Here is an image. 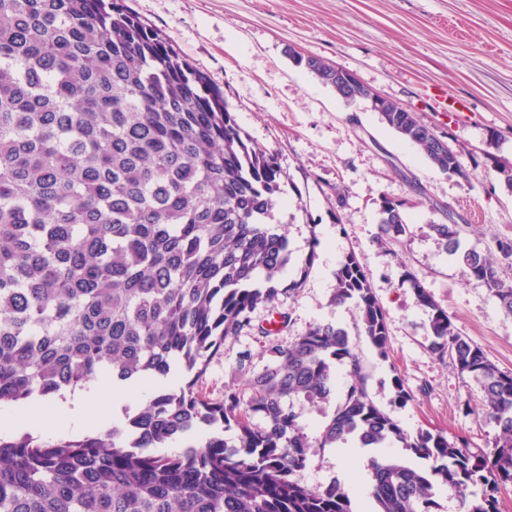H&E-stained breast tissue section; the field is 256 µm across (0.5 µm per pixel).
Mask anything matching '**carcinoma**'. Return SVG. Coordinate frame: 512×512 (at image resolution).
Here are the masks:
<instances>
[{"label": "carcinoma", "instance_id": "cac0c4a2", "mask_svg": "<svg viewBox=\"0 0 512 512\" xmlns=\"http://www.w3.org/2000/svg\"><path fill=\"white\" fill-rule=\"evenodd\" d=\"M306 69L336 85L322 60ZM372 109L441 172L468 178L417 113L381 96ZM493 172L512 193V164ZM281 176L274 156L248 145L223 93L124 0H0V407L96 375L155 384L105 434L0 432V512H353L341 483L294 479L311 445L290 402L329 401L339 364L350 381L320 447L398 442L430 463L374 459V512H438L440 489L461 494L462 512H500L512 487V371L462 337L413 272L403 281L429 309L431 354L479 388L497 429L485 449L405 433L370 398L344 329L320 323L283 344L253 323L293 262L286 233L268 224ZM403 207L379 200L380 245L411 233ZM430 229L512 316V238L481 250L452 220ZM334 277L332 301L353 304L363 336L388 357L387 312L359 258L345 256ZM245 329L274 362L255 372L243 351V387L205 396L197 383L210 360ZM176 360L193 378L174 393L161 381ZM219 425L235 427L234 447L212 434L159 453Z\"/></svg>", "mask_w": 512, "mask_h": 512}]
</instances>
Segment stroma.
<instances>
[{
	"mask_svg": "<svg viewBox=\"0 0 512 512\" xmlns=\"http://www.w3.org/2000/svg\"><path fill=\"white\" fill-rule=\"evenodd\" d=\"M160 30L194 68L223 93L252 146L275 156L286 174L273 211L297 263L311 259L302 284L280 295L275 308L257 307L255 322L290 317L280 342H292L317 323L346 330L362 360L373 402L408 434L440 431L486 447L495 429L481 417L482 394L448 359L431 354L428 312L403 281L412 271L447 310L461 336L501 369L512 370V316L430 231L453 213L466 245L485 248L512 237V193L492 163L512 162V0H125ZM344 68L384 98L418 115L445 136L469 178L429 164L387 128L369 102H348L292 53ZM446 91L462 111L437 112L430 99ZM346 205L337 208V194ZM403 202L411 236L387 253L376 243L381 197ZM349 254L362 262L388 313L389 356L381 358L362 335L351 305L332 301L333 272ZM251 350L254 370L271 363L256 336L225 339L204 375L207 396L222 397L243 377L237 358ZM404 379L414 397L394 400L391 380ZM312 445L295 475L310 488L339 481L357 512H370L365 489L350 476L357 461L320 447L334 402L293 403Z\"/></svg>",
	"mask_w": 512,
	"mask_h": 512,
	"instance_id": "stroma-1",
	"label": "stroma"
}]
</instances>
